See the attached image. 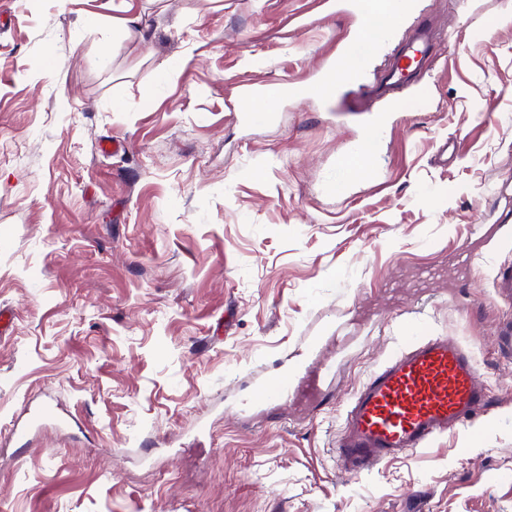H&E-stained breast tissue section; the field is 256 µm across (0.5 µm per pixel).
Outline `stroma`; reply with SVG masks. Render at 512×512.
<instances>
[{"label":"stroma","mask_w":512,"mask_h":512,"mask_svg":"<svg viewBox=\"0 0 512 512\" xmlns=\"http://www.w3.org/2000/svg\"><path fill=\"white\" fill-rule=\"evenodd\" d=\"M0 25V512H512V0H418L440 33L350 193L321 195L383 69L238 120L353 27L314 0H8ZM308 20L295 28L296 16ZM140 17L143 37H123ZM120 140L105 156L100 140ZM447 160H440V149ZM472 349L469 425L343 475L348 405L404 319ZM319 337L308 351L310 337ZM305 360L316 390L243 412ZM53 398L68 419L14 430Z\"/></svg>","instance_id":"obj_1"}]
</instances>
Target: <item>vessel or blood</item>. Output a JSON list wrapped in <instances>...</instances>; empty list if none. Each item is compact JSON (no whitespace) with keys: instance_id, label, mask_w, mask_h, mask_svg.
<instances>
[{"instance_id":"vessel-or-blood-1","label":"vessel or blood","mask_w":512,"mask_h":512,"mask_svg":"<svg viewBox=\"0 0 512 512\" xmlns=\"http://www.w3.org/2000/svg\"><path fill=\"white\" fill-rule=\"evenodd\" d=\"M320 8L335 9L359 19L342 53L353 62L352 76L361 75L368 62L386 48L394 53L384 64V78L376 94L385 99L390 114H397L405 90H413L416 105L428 100L422 78L429 65L433 34L415 27L408 40L394 42L391 22L413 11V0H320ZM330 70H323L308 84L288 82L275 86L252 84L242 91L252 102L243 113L245 124L273 122L284 100L309 93H330ZM385 124L368 125L365 136L337 160L339 168L363 166L373 160ZM295 372L262 380L253 386V406H280L293 395ZM488 404L471 351L444 336L428 335L422 322L402 324L399 346L370 376L351 400L345 427L336 447L345 474L355 476L371 464H382L397 455L425 448L434 438L471 421Z\"/></svg>"}]
</instances>
